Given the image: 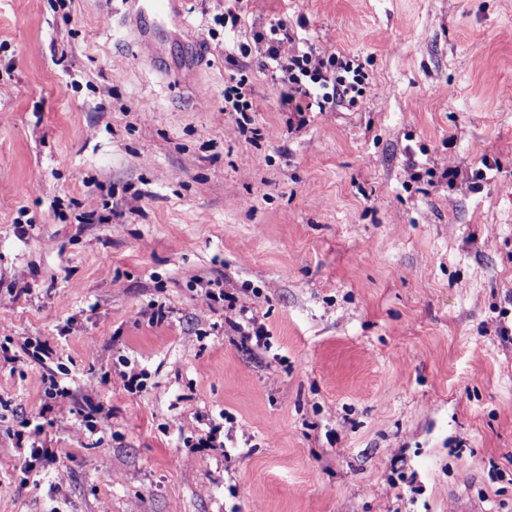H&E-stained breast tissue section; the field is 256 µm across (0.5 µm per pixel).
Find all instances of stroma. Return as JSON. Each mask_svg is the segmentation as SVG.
<instances>
[{"mask_svg":"<svg viewBox=\"0 0 512 512\" xmlns=\"http://www.w3.org/2000/svg\"><path fill=\"white\" fill-rule=\"evenodd\" d=\"M58 2L0 0V512H512V0H250L235 29L185 0L190 83L179 36L148 27L149 62L100 23L120 0ZM274 17L363 99L288 132L280 80L224 55ZM441 162L469 189L414 179ZM48 367L75 398L35 459ZM224 99L232 103L234 112H253L252 88L245 78H240L234 85L228 86ZM240 322H232V327L241 336L245 342H252L255 339L256 344L265 337V329L259 321V315L253 309L242 307L239 309Z\"/></svg>","mask_w":512,"mask_h":512,"instance_id":"stroma-1","label":"stroma"}]
</instances>
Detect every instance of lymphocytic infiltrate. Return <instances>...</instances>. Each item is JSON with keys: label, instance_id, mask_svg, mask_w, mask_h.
<instances>
[{"label": "lymphocytic infiltrate", "instance_id": "f902f5d3", "mask_svg": "<svg viewBox=\"0 0 512 512\" xmlns=\"http://www.w3.org/2000/svg\"><path fill=\"white\" fill-rule=\"evenodd\" d=\"M227 58L259 54L265 69L279 74L281 102L289 132L300 131L312 110L334 111L337 104H356L367 89V77L359 63L332 47H316L290 34L283 19H271L256 32L253 44L228 42Z\"/></svg>", "mask_w": 512, "mask_h": 512}]
</instances>
